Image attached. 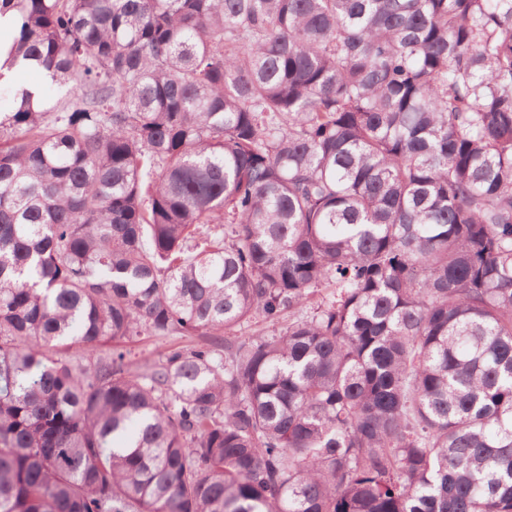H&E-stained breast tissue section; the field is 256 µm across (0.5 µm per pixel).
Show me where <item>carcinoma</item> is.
I'll return each instance as SVG.
<instances>
[{"label": "carcinoma", "instance_id": "cac0c4a2", "mask_svg": "<svg viewBox=\"0 0 512 512\" xmlns=\"http://www.w3.org/2000/svg\"><path fill=\"white\" fill-rule=\"evenodd\" d=\"M8 11L0 512H512V0ZM194 340H196L195 336H170L166 339H157L144 333L127 343V349L130 351V368L140 371L161 360L162 354L169 348L185 347L192 344Z\"/></svg>", "mask_w": 512, "mask_h": 512}]
</instances>
